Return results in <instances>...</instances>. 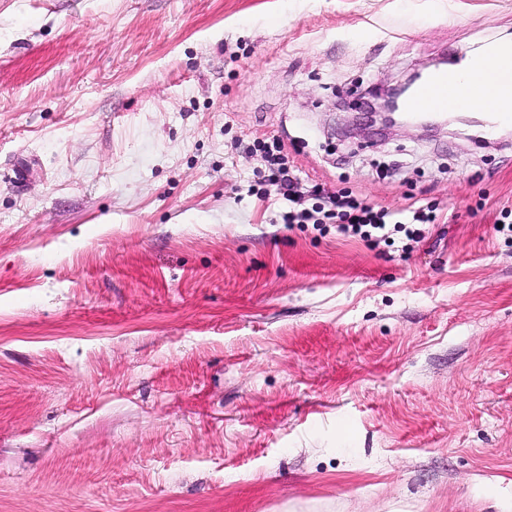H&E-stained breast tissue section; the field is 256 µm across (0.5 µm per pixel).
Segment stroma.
I'll return each mask as SVG.
<instances>
[{"instance_id": "35a3bbf8", "label": "stroma", "mask_w": 512, "mask_h": 512, "mask_svg": "<svg viewBox=\"0 0 512 512\" xmlns=\"http://www.w3.org/2000/svg\"><path fill=\"white\" fill-rule=\"evenodd\" d=\"M491 40L512 0H0V512H499L512 140L356 106ZM275 140L437 223L284 224Z\"/></svg>"}]
</instances>
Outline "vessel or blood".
Instances as JSON below:
<instances>
[{
	"label": "vessel or blood",
	"mask_w": 512,
	"mask_h": 512,
	"mask_svg": "<svg viewBox=\"0 0 512 512\" xmlns=\"http://www.w3.org/2000/svg\"><path fill=\"white\" fill-rule=\"evenodd\" d=\"M512 72V42H488L483 51H452L447 67L429 74L414 90L407 104L409 121L424 115H442L449 99L467 100L482 95L491 107L483 114L487 134L512 128V85L502 83L503 71Z\"/></svg>",
	"instance_id": "b4317fda"
}]
</instances>
